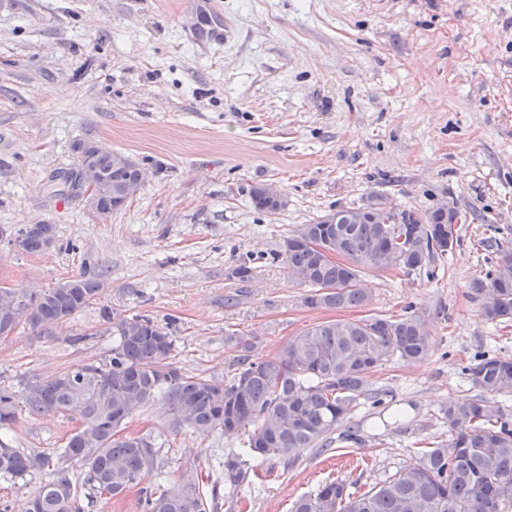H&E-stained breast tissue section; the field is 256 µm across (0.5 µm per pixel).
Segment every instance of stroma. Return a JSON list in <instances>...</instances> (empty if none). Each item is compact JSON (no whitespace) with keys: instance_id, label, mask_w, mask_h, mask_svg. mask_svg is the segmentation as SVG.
<instances>
[{"instance_id":"1","label":"stroma","mask_w":512,"mask_h":512,"mask_svg":"<svg viewBox=\"0 0 512 512\" xmlns=\"http://www.w3.org/2000/svg\"><path fill=\"white\" fill-rule=\"evenodd\" d=\"M186 0H0V288L42 292L90 270L99 300L54 337L20 326L0 339V386L78 363H106L110 308L169 328L175 363L224 381L237 351L227 333L256 334L255 356L314 324L418 315L432 336L418 361L391 359L371 377L347 426L360 443L300 448L293 464L246 490L248 512H288L328 478L362 488L413 463L415 444L447 437L440 411L476 396L465 374L482 355L512 356V321L486 320L471 287L497 246L512 248V0H220L232 33L200 50ZM127 155L147 175L107 223L64 182L75 141ZM281 186L278 214L255 210L258 184ZM374 191L421 212L459 213L460 242L434 277L365 272L370 298L310 309L281 253L301 224ZM49 224L42 254L8 237ZM250 282L230 279L241 261ZM159 395L130 419L151 434L161 469L106 499L71 468L81 512H145L141 490L186 469L214 476L244 438L172 424ZM74 425L21 413L0 441L56 456ZM53 469L0 478V505L24 512Z\"/></svg>"}]
</instances>
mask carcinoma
Segmentation results:
<instances>
[{
    "instance_id": "1",
    "label": "carcinoma",
    "mask_w": 512,
    "mask_h": 512,
    "mask_svg": "<svg viewBox=\"0 0 512 512\" xmlns=\"http://www.w3.org/2000/svg\"><path fill=\"white\" fill-rule=\"evenodd\" d=\"M73 190L81 195L83 161L101 173L100 202L115 210L128 203L125 190L140 184L137 162L118 163L115 154L77 141ZM253 207L275 214L286 200L250 191ZM385 212L382 223L358 222L362 207L336 210L299 225L285 240L288 274L311 288L309 309L357 307L369 300L361 273L422 270L453 250L458 242V213L437 208L419 213L401 209L379 192L366 199ZM335 251L336 262L317 249L316 239ZM53 239L50 224H27L14 242L30 255L45 251ZM471 287L484 296L490 321L512 320V249L499 248L491 269ZM104 288L98 274L83 272L40 293L0 288V338L24 324L46 336L95 302ZM112 319L118 343L105 364L79 363L46 378L33 376L17 391L0 388V426L16 420L17 410L31 415H62L77 422L58 461L84 470V484L107 499L139 484L154 469L157 452L148 435L125 434L128 420L165 393L175 424L200 431L220 430L246 436L245 453L288 461L298 448L330 439L336 427L368 392L374 369L397 355L410 361L426 356L431 336L415 315L399 319L373 316L320 322L291 338L273 355L254 359L255 343L234 332L227 342L239 355L229 380L189 376L171 362L174 341L166 328L144 316ZM484 396L454 401L442 409L448 439L434 440L404 471L367 490L346 479H327L292 503L290 512H502L512 504V414L490 396L512 393V358L482 356L469 369ZM50 458L0 444V477L17 478L49 466ZM269 469L245 466L229 454L222 472L203 490L198 472L185 470L179 481L145 497L146 512H210L218 507L224 484L229 506L245 508L241 488L268 479ZM36 512H80L75 488L60 470L29 498Z\"/></svg>"
}]
</instances>
